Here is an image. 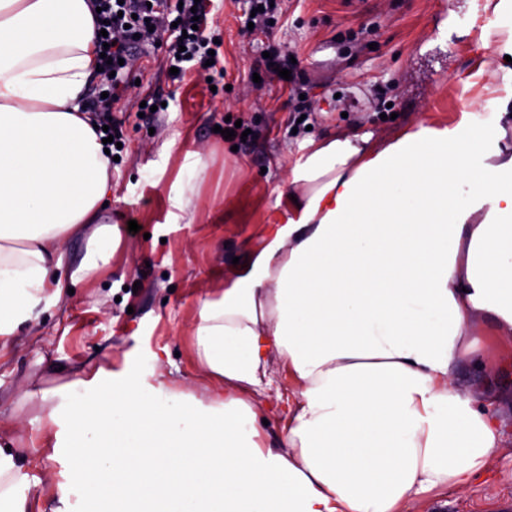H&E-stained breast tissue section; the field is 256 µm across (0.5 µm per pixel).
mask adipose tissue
<instances>
[{
  "instance_id": "obj_1",
  "label": "adipose tissue",
  "mask_w": 512,
  "mask_h": 512,
  "mask_svg": "<svg viewBox=\"0 0 512 512\" xmlns=\"http://www.w3.org/2000/svg\"><path fill=\"white\" fill-rule=\"evenodd\" d=\"M94 36L90 0H0V337L112 265L111 157L79 102ZM486 92L482 120L297 160L264 247L200 309L196 355L225 384L209 404L101 368L49 410L43 447L77 437L105 381L107 440L76 455L111 458L93 472L106 512H395L467 490L503 438L495 379L475 397L458 370L486 367L476 318L512 331V96ZM274 354L297 388L284 450L245 396Z\"/></svg>"
}]
</instances>
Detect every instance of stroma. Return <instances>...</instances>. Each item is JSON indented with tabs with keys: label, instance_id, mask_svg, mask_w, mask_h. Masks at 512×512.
<instances>
[{
	"label": "stroma",
	"instance_id": "obj_1",
	"mask_svg": "<svg viewBox=\"0 0 512 512\" xmlns=\"http://www.w3.org/2000/svg\"><path fill=\"white\" fill-rule=\"evenodd\" d=\"M205 3V35L217 43L224 83L210 87L197 65L172 78L159 44L134 50L139 83L112 108L125 140L103 212L118 225L112 266L0 337V447L18 434L39 444L49 398L62 396L82 368H126L208 401L219 385L196 360L198 312L233 277V258L262 247L288 169L308 142L354 131L389 139L422 117L451 126L479 110L485 85L512 95V78H491L480 66L495 25L488 0H284L285 15L265 34L242 25L250 0ZM268 52L294 54L291 79L265 67ZM297 92L308 105L300 123ZM155 97L166 110L142 112V100ZM229 118L248 123L251 138L224 139L217 128ZM199 164L201 177L184 181ZM179 181L193 202L188 224L168 216V193ZM132 220L139 232L129 231ZM510 342L504 334L485 343L504 425L487 475L464 493L409 503L406 512H495L496 500L512 499ZM76 466L68 447L50 459L36 454L15 482L52 512Z\"/></svg>",
	"mask_w": 512,
	"mask_h": 512
}]
</instances>
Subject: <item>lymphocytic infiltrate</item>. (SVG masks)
I'll return each mask as SVG.
<instances>
[{
    "mask_svg": "<svg viewBox=\"0 0 512 512\" xmlns=\"http://www.w3.org/2000/svg\"><path fill=\"white\" fill-rule=\"evenodd\" d=\"M181 9H171L167 0H93L96 22L106 25L109 47L103 71L105 84L91 90L84 106L94 112L97 126L107 127L114 141H122V123L112 106L130 87L128 76L119 72V62L128 58L138 42L161 40L168 44L169 64L180 67L194 59L208 60L209 42L204 34L205 19H194L195 0H182Z\"/></svg>",
    "mask_w": 512,
    "mask_h": 512,
    "instance_id": "lymphocytic-infiltrate-1",
    "label": "lymphocytic infiltrate"
}]
</instances>
